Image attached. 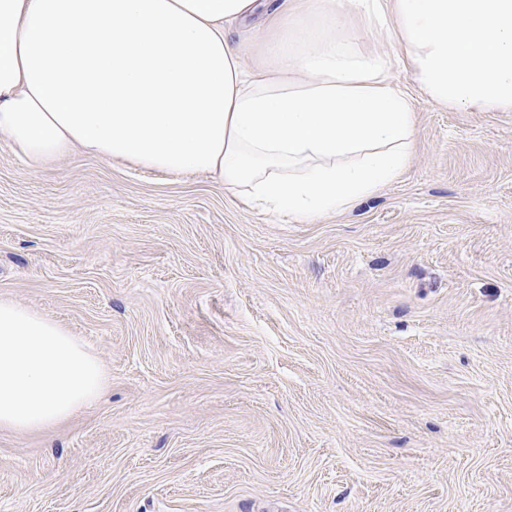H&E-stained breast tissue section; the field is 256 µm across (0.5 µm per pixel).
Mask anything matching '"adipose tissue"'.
I'll use <instances>...</instances> for the list:
<instances>
[{"label": "adipose tissue", "instance_id": "ef3b65f1", "mask_svg": "<svg viewBox=\"0 0 512 512\" xmlns=\"http://www.w3.org/2000/svg\"><path fill=\"white\" fill-rule=\"evenodd\" d=\"M257 7L0 0V134L36 167L79 149L202 173L310 221L407 169L415 115L393 64L438 105L512 112V0H280L268 19L288 26L250 69L225 27Z\"/></svg>", "mask_w": 512, "mask_h": 512}]
</instances>
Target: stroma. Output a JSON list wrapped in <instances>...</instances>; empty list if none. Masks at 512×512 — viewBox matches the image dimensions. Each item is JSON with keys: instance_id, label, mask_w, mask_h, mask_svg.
I'll list each match as a JSON object with an SVG mask.
<instances>
[{"instance_id": "obj_1", "label": "stroma", "mask_w": 512, "mask_h": 512, "mask_svg": "<svg viewBox=\"0 0 512 512\" xmlns=\"http://www.w3.org/2000/svg\"><path fill=\"white\" fill-rule=\"evenodd\" d=\"M270 37L261 7L227 30L249 67ZM393 80L406 172L310 222L0 135V299L108 375L0 430V512H512V112Z\"/></svg>"}]
</instances>
